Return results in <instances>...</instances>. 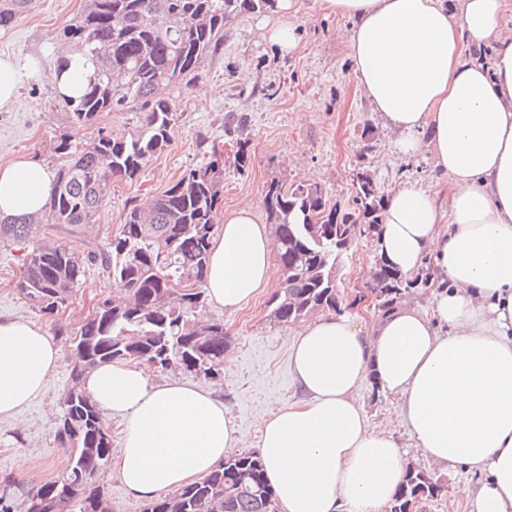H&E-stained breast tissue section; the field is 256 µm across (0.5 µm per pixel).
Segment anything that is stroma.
<instances>
[{
  "mask_svg": "<svg viewBox=\"0 0 512 512\" xmlns=\"http://www.w3.org/2000/svg\"><path fill=\"white\" fill-rule=\"evenodd\" d=\"M290 13L275 10L246 14L224 27V44L205 58L189 83L171 86L167 96L179 119L169 146L157 153L131 180L116 179L101 210L108 223L93 219L77 236L83 251L104 249L123 224L131 205L155 198L186 170L210 159L211 145L224 151L222 213L251 207L258 223H266L262 205L270 180L321 185L329 204L354 207L353 174L365 166L382 194L411 183L434 185L436 172L429 154L397 164L392 153L395 135L374 112L356 87L347 47L337 31L350 28L348 19L326 13L320 0H292ZM85 0H33L30 10L13 26L0 30V54L39 56L40 68L24 79L20 93L27 103L21 111H0V165L25 155L58 168L53 145L69 130L66 110L48 76L53 49L64 26L80 14ZM293 15L297 45L284 53L264 37L265 30ZM240 120V137L249 142L245 168L233 162L235 144L224 127ZM370 131L373 151L366 161L358 153L363 131ZM24 251L18 245H0V318L22 316L57 336L59 328L76 331L99 299L109 297L113 280L99 263L86 265L64 314L48 317L32 308L14 287L21 272ZM376 240L356 236L342 255L336 284L343 302L366 292L373 271L369 260L377 256ZM262 290L247 306L229 312L209 308L208 318L221 321L234 338L224 358L220 380H201L228 410L241 434V451L256 450L259 417L303 397L289 367V350L296 325L270 322ZM71 349L60 348L59 369L45 392L12 420H0V496L11 499L14 512H25L33 485L29 471L50 481L66 464L54 441L61 398L70 384ZM359 397L370 424L395 434L408 446V459L428 467L424 454L410 446L394 397L375 389L373 380L361 386ZM444 492L423 501L421 512H468L466 493L471 475L457 470H435Z\"/></svg>",
  "mask_w": 512,
  "mask_h": 512,
  "instance_id": "stroma-1",
  "label": "stroma"
}]
</instances>
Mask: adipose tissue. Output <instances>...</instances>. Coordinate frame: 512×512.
<instances>
[{
    "mask_svg": "<svg viewBox=\"0 0 512 512\" xmlns=\"http://www.w3.org/2000/svg\"><path fill=\"white\" fill-rule=\"evenodd\" d=\"M352 19L344 39L365 99L396 131L405 160L428 149L448 200L406 185L386 199L378 252L406 275L432 262L430 313L402 305L361 329L348 314L302 324L290 347L301 402L260 418L258 453L281 512H381L407 452L370 426L367 376L399 402L414 448L476 479L468 512H512V36L504 0H323ZM491 47L492 67L473 60ZM35 58L0 55V110L23 108ZM55 188L40 161L0 166V215L40 212ZM271 239L251 208L224 218L204 283L212 306L235 310L270 285ZM59 347L29 319L0 321V418L15 416L53 376ZM86 394L123 438L113 468L151 499L203 480L239 436L223 401L135 362L106 363Z\"/></svg>",
    "mask_w": 512,
    "mask_h": 512,
    "instance_id": "ef3b65f1",
    "label": "adipose tissue"
}]
</instances>
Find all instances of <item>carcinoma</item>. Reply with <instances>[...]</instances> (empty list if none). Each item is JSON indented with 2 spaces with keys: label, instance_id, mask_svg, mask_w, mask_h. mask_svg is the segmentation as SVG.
Listing matches in <instances>:
<instances>
[{
  "label": "carcinoma",
  "instance_id": "obj_1",
  "mask_svg": "<svg viewBox=\"0 0 512 512\" xmlns=\"http://www.w3.org/2000/svg\"><path fill=\"white\" fill-rule=\"evenodd\" d=\"M31 0H0V29L11 27ZM277 0H86L61 38L93 64L76 97H62L70 128L94 126L105 112L136 107L143 124L129 138L104 129L89 143L70 133L55 153L62 164L55 192L36 218L0 219V243L30 244L15 282L19 295L44 315L70 303L81 283L85 259H101L126 295L102 300L94 316L64 343L77 353L55 431L65 467L32 492L26 512H99L110 499L97 482L112 459V434L102 413L82 389L86 370L107 362H137L204 378L224 361L232 337L224 324L200 325L190 318L207 301L203 288L212 241L218 234L223 164L218 154L184 172L147 210L129 209L109 246L82 255L67 242L45 243L43 227L74 231L90 223L112 179H133L154 154L169 145L177 112L165 96L173 84L193 78L201 62L224 45V23L245 14L269 13ZM262 204L274 228L281 284L267 301L278 324L299 322L315 312L342 313L336 265L356 234L376 236L385 196L365 169L357 172V211L329 205L320 185L270 181ZM432 272L410 278L378 260L369 289L380 314L410 290L431 286ZM444 485L425 468L408 463L386 512H406L411 501L437 496ZM150 512H279L277 499L255 452L224 460L206 479L149 502Z\"/></svg>",
  "mask_w": 512,
  "mask_h": 512
}]
</instances>
